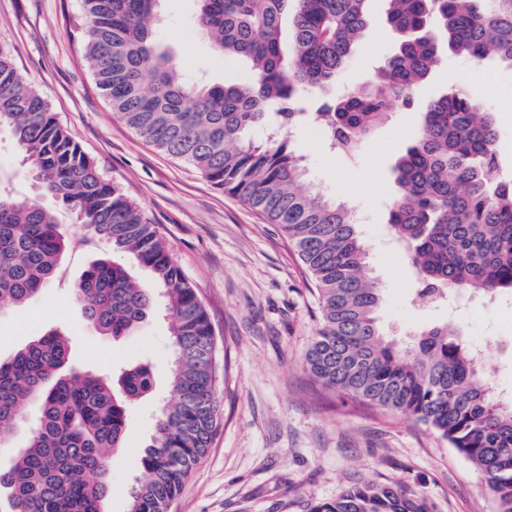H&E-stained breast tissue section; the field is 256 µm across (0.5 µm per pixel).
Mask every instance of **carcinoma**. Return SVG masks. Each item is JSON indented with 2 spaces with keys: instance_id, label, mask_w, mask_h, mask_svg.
Masks as SVG:
<instances>
[{
  "instance_id": "carcinoma-1",
  "label": "carcinoma",
  "mask_w": 512,
  "mask_h": 512,
  "mask_svg": "<svg viewBox=\"0 0 512 512\" xmlns=\"http://www.w3.org/2000/svg\"><path fill=\"white\" fill-rule=\"evenodd\" d=\"M161 0H82L84 57L112 111L159 151L259 211L285 234L311 273L321 324L307 353L313 376L345 398L401 413L474 464L497 504L512 512V401L452 323L419 334L412 350L383 334L381 288L366 274L354 212L314 187L285 132L303 94L336 82L369 31L370 0H196L194 23L213 51L244 59L238 84L195 82L158 41ZM398 48L367 84L317 99L316 121L347 157L406 105L444 52L512 71V0H384ZM9 130L41 197L62 203L106 248L75 282L87 323L114 340L132 335L165 299L171 390L144 448V480L127 512H170L218 426L216 341L207 312L157 227L105 180L0 44V128ZM272 130L265 141L248 133ZM399 194L388 224L419 274L418 293L512 295V174L499 160L496 117L456 88L430 99L417 138L393 166ZM73 240L55 210L17 197L0 177V309L48 288ZM130 254L155 287L135 282L110 255ZM71 345L53 329L0 358V447L40 414L24 446L0 468L10 512H105L110 459L123 447L131 403L153 388L145 361L117 377L69 367ZM308 512H434L396 484L357 481Z\"/></svg>"
}]
</instances>
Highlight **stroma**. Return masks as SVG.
I'll use <instances>...</instances> for the list:
<instances>
[{
  "mask_svg": "<svg viewBox=\"0 0 512 512\" xmlns=\"http://www.w3.org/2000/svg\"><path fill=\"white\" fill-rule=\"evenodd\" d=\"M195 0H161L158 34L181 70L227 85L245 79L242 60L216 54L194 27ZM363 46L328 87L338 96L371 79L397 47L383 0L369 4ZM82 0H0V44L48 103L58 122L149 223L206 308L215 333L220 420L206 456L170 512H305L310 501L335 499L358 479L403 486L427 497L436 512H495L474 466L447 441L410 417L344 399L310 373L306 354L320 326L319 298L308 272L277 225L214 187L191 165L155 149L130 129L98 89L82 57ZM461 87L497 118V147L512 172V73L496 62L451 54L412 91L349 159L330 151L319 124L290 132L311 182L365 214L360 227L368 272L383 299L377 316L388 339L409 345L431 326L453 321L490 368L497 396L512 399V297L489 310L462 302L457 313L417 295L406 254L392 241L389 209L397 194L392 167L419 130L424 103ZM0 174L23 196L34 189L10 133L0 129ZM74 248L61 273L23 307L0 313V357L58 327L71 338V360L84 369L153 365V390L128 411L125 446L111 458L107 512H127L143 473L141 454L160 407L170 399V332L156 308L134 336L115 342L97 334L72 302L69 287L97 258Z\"/></svg>",
  "mask_w": 512,
  "mask_h": 512,
  "instance_id": "stroma-1",
  "label": "stroma"
}]
</instances>
